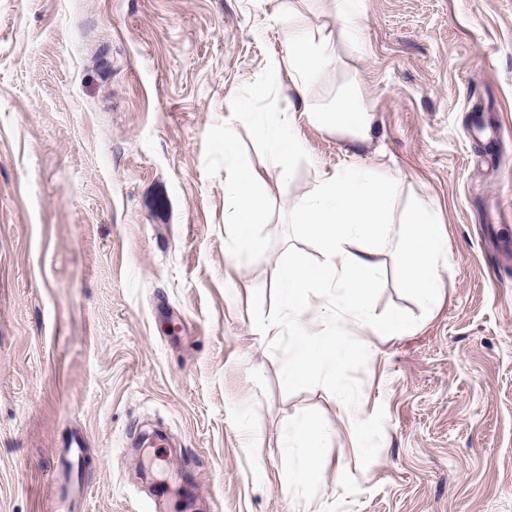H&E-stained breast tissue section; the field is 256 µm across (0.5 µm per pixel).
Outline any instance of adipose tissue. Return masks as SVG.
<instances>
[{"mask_svg": "<svg viewBox=\"0 0 512 512\" xmlns=\"http://www.w3.org/2000/svg\"><path fill=\"white\" fill-rule=\"evenodd\" d=\"M329 56L327 41L315 37L307 18L288 19L289 80L294 91L285 112H258L251 120L263 134L282 170H289L300 144L291 131L293 115L308 111L306 84ZM224 164L234 172L226 211L235 227L238 253L261 252L257 225L267 223L268 208L258 189L260 176L238 155L232 133L224 135ZM391 195L387 180L375 169L349 164L320 173L312 191L297 205L293 220L315 236L323 259L317 264L291 261L276 268L283 318L292 335V352L285 368L287 382L314 372L335 373L357 352L329 328L344 319H370L369 299L379 277L380 252L392 249L399 256L398 272L409 288L434 303L442 292L441 269L447 255L444 236L433 208L412 209L403 224L390 221ZM293 438L304 448V458L292 468L294 482L317 485L318 465L327 449L326 435L308 423L298 424Z\"/></svg>", "mask_w": 512, "mask_h": 512, "instance_id": "ef3b65f1", "label": "adipose tissue"}]
</instances>
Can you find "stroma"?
Segmentation results:
<instances>
[{"mask_svg":"<svg viewBox=\"0 0 512 512\" xmlns=\"http://www.w3.org/2000/svg\"><path fill=\"white\" fill-rule=\"evenodd\" d=\"M331 53L311 110L357 94L366 140L297 114L282 175L250 112L289 95L288 11ZM0 0V512H161L139 469L193 479L198 512H512V0ZM263 95H255L256 87ZM261 172L255 255L225 221L224 133ZM378 167L393 222L420 203L448 237L423 304L378 258L371 320L341 387L289 384L273 271L321 261L293 223L318 174ZM353 406L360 420H348ZM328 436L322 484H293L291 432ZM86 499L55 494L72 436Z\"/></svg>","mask_w":512,"mask_h":512,"instance_id":"1","label":"stroma"}]
</instances>
